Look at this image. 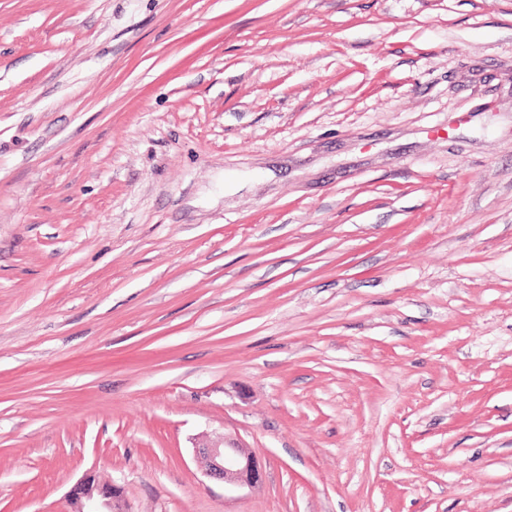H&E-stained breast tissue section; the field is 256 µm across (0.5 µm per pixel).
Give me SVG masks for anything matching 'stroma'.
<instances>
[{
	"label": "stroma",
	"instance_id": "35a3bbf8",
	"mask_svg": "<svg viewBox=\"0 0 512 512\" xmlns=\"http://www.w3.org/2000/svg\"><path fill=\"white\" fill-rule=\"evenodd\" d=\"M87 477L512 512V0H0V512ZM206 475L237 487H254L261 480V467L237 439L216 434L195 446Z\"/></svg>",
	"mask_w": 512,
	"mask_h": 512
}]
</instances>
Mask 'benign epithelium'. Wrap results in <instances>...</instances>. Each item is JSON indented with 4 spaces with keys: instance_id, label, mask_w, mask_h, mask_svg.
I'll use <instances>...</instances> for the list:
<instances>
[{
    "instance_id": "obj_1",
    "label": "benign epithelium",
    "mask_w": 512,
    "mask_h": 512,
    "mask_svg": "<svg viewBox=\"0 0 512 512\" xmlns=\"http://www.w3.org/2000/svg\"><path fill=\"white\" fill-rule=\"evenodd\" d=\"M206 475L237 487H254L261 480V467L252 453L240 442L216 434L195 447ZM70 512H123L121 488L115 484H98L88 478L75 484L69 492Z\"/></svg>"
}]
</instances>
